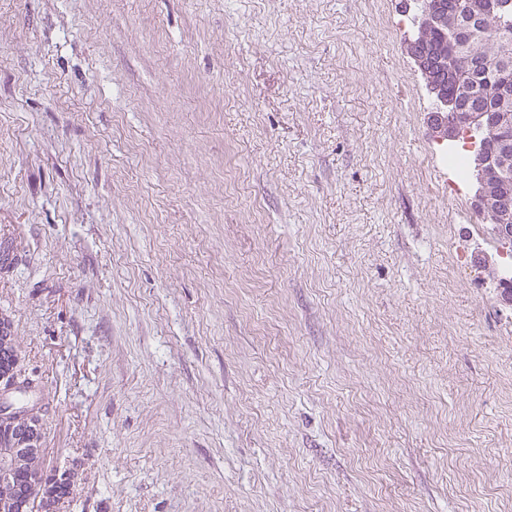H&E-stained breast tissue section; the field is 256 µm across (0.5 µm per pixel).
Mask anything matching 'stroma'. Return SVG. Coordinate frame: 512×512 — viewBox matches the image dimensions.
Instances as JSON below:
<instances>
[{
    "mask_svg": "<svg viewBox=\"0 0 512 512\" xmlns=\"http://www.w3.org/2000/svg\"><path fill=\"white\" fill-rule=\"evenodd\" d=\"M403 0H0V316L73 512H512V308Z\"/></svg>",
    "mask_w": 512,
    "mask_h": 512,
    "instance_id": "stroma-1",
    "label": "stroma"
}]
</instances>
